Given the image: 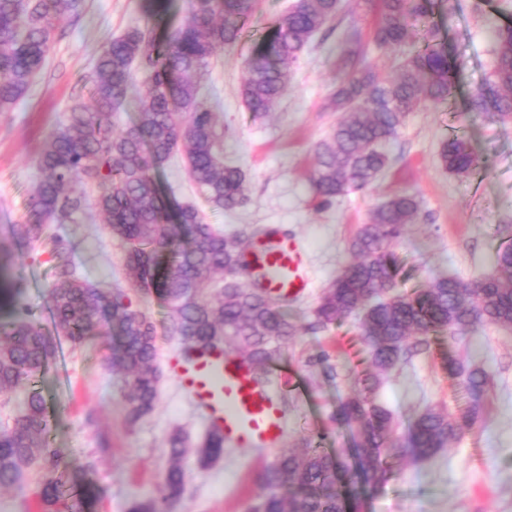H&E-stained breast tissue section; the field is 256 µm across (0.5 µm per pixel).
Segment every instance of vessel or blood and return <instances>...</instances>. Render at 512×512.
<instances>
[{
	"label": "vessel or blood",
	"mask_w": 512,
	"mask_h": 512,
	"mask_svg": "<svg viewBox=\"0 0 512 512\" xmlns=\"http://www.w3.org/2000/svg\"><path fill=\"white\" fill-rule=\"evenodd\" d=\"M249 270L272 298L297 296L310 285L297 243L285 235L257 241ZM182 388L204 410L210 428L241 448H270L283 436L276 397L254 380L246 363L215 351L172 365Z\"/></svg>",
	"instance_id": "1"
}]
</instances>
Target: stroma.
Wrapping results in <instances>:
<instances>
[{"label":"stroma","instance_id":"stroma-1","mask_svg":"<svg viewBox=\"0 0 512 512\" xmlns=\"http://www.w3.org/2000/svg\"><path fill=\"white\" fill-rule=\"evenodd\" d=\"M143 5L144 0H83L79 14L59 22L42 73L19 106L0 113V325L12 321L16 307H28L58 346L55 359L29 387L0 397V426L28 389L41 394L48 438L70 484L89 481L96 488L84 512H129L134 502L159 495L169 465L167 436L180 430L195 443L207 432L202 410L170 369L180 345L169 333L166 304L153 294L132 297L155 324L160 372L155 410L132 425L126 418L128 388L110 363L111 335L90 337L77 349L56 336L48 257L23 247L16 234L43 140L71 105L89 102L99 53L113 37L142 24ZM448 6L451 16L443 34L456 73L452 95L409 113L387 148L383 174L327 209L315 207L309 175L316 144L341 118L320 109L336 79L330 63L336 37L313 39L294 67L287 93L263 119H253L238 93L242 59L257 32H245L213 60L201 93L220 104L224 159L245 171L248 201L233 212L213 208L191 189L184 168L175 162L162 180L178 201L195 203L207 223L227 231L271 225L294 239L306 257L310 286L288 302V316L301 331L271 376L284 421L279 447L228 444L206 470L187 454L181 461L188 473L185 491L172 512H249L264 491L266 467L283 448L300 449L309 441L349 461L350 434L331 416L338 400L358 392L355 377L369 368L367 348L358 317L313 330L310 311L329 282L353 262L352 240L378 204L399 193L419 203L417 219L407 225L398 246L407 273L401 286L408 290L448 274L475 280L489 271L498 247L512 242V123L501 124L469 106L492 70L496 30L512 25V0H448ZM456 134L466 138L479 160L467 176L449 174L439 160L441 141ZM62 235L74 247L83 280L105 289L125 285L123 250L92 203H85ZM20 277L26 286L15 297L10 288ZM450 356L483 366L491 375L482 423L429 460H398L399 477L378 490H364L345 475L359 512H512V331L487 325L461 340L440 335L427 350L383 375L374 396L404 424L428 408L458 412L466 398L445 367Z\"/></svg>","mask_w":512,"mask_h":512}]
</instances>
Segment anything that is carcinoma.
Listing matches in <instances>:
<instances>
[{"mask_svg": "<svg viewBox=\"0 0 512 512\" xmlns=\"http://www.w3.org/2000/svg\"><path fill=\"white\" fill-rule=\"evenodd\" d=\"M374 9L370 35L351 26L334 59L337 83L320 110L345 118L315 147L310 177L316 206L370 184L384 170L386 148L396 140L407 115L448 98L455 83L447 51L438 40L439 0H364ZM82 0H0V112H10L41 74L66 13H79ZM340 0H297L272 21L244 57L239 95L253 118L265 116L288 90L292 67L313 38L333 30ZM256 0H188L175 28L154 23L133 26L99 54L92 104L75 103L66 120L43 142L35 159L37 180L25 206L18 238L30 249L49 247L54 280L50 311L57 335L77 348L107 329L114 342L112 366L129 379L126 416L137 423L155 408L159 371L157 341L149 314L122 290L112 293L80 278L63 237L47 236L53 224L75 221L90 189L110 234L125 251L130 290L156 293L171 311L170 333L190 360L230 344L251 368L256 382L284 354L299 326L254 282L245 283L243 233H224L204 221L198 208L168 196L156 174L181 158L192 185L213 207L232 211L247 197L246 176L224 163V129L215 107L200 99L201 80L212 58L235 45L255 17ZM425 27L423 45L387 65L395 48L411 37L410 25ZM491 78L473 95L472 107L512 122V26L496 32ZM382 53L381 63L369 47ZM394 74H386L387 68ZM144 77L136 92L137 76ZM136 92V117L117 127L115 117ZM439 160L462 176L478 159L465 138L441 142ZM419 204L395 195L377 206L361 225L352 249L357 261L325 288L312 311L313 325L328 327L360 317L361 336L374 372L362 390L338 403L333 421L355 430L354 474L371 490L396 476L392 460L434 457L480 416L487 370L448 360V372L470 398L459 414L427 409L395 439L392 413L372 398L380 376L407 360L419 344L442 331L451 335L486 324L512 328V246L496 251L491 270L472 282L448 275L426 288L398 289L401 262L395 245L415 221ZM18 310L0 330V396L9 395L40 373L55 357L53 340ZM45 405L30 392L11 423L0 428V487L17 483L30 469L40 474L42 512H82L83 492L67 484L65 466L46 438ZM171 465L161 496L132 505L130 512H167L180 499L186 475L179 461L194 451L206 469L224 453V436L209 432L190 448L180 431L166 440ZM339 460L310 443L301 452H281L267 469L264 493L251 509L262 512H348L353 507L337 488Z\"/></svg>", "mask_w": 512, "mask_h": 512, "instance_id": "cac0c4a2", "label": "carcinoma"}]
</instances>
